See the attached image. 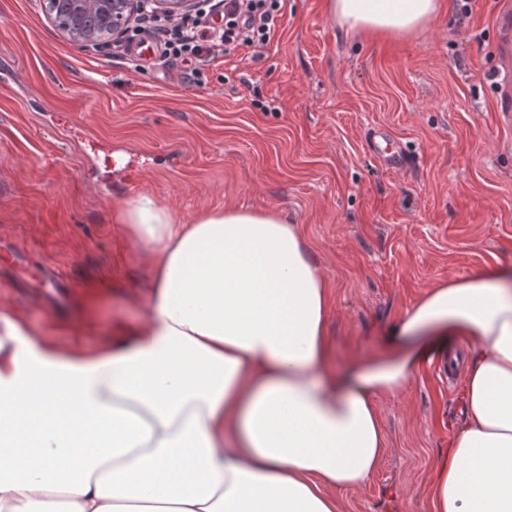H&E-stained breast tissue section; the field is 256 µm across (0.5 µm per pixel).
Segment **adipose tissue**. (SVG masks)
Here are the masks:
<instances>
[{
    "label": "adipose tissue",
    "instance_id": "adipose-tissue-1",
    "mask_svg": "<svg viewBox=\"0 0 512 512\" xmlns=\"http://www.w3.org/2000/svg\"><path fill=\"white\" fill-rule=\"evenodd\" d=\"M348 32L426 30L440 0H328ZM154 257L145 319L61 347L0 305V512H342L387 446L378 401L432 339L465 341V417L431 512H512V269L442 281L381 356L329 367L326 279L279 210L184 224L150 193L118 215Z\"/></svg>",
    "mask_w": 512,
    "mask_h": 512
}]
</instances>
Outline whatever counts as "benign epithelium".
Here are the masks:
<instances>
[{
	"mask_svg": "<svg viewBox=\"0 0 512 512\" xmlns=\"http://www.w3.org/2000/svg\"><path fill=\"white\" fill-rule=\"evenodd\" d=\"M44 15L73 43L98 50L124 37L130 24L151 7L177 19L200 10L202 0H39Z\"/></svg>",
	"mask_w": 512,
	"mask_h": 512,
	"instance_id": "1",
	"label": "benign epithelium"
}]
</instances>
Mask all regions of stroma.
<instances>
[{
  "label": "stroma",
  "instance_id": "stroma-1",
  "mask_svg": "<svg viewBox=\"0 0 512 512\" xmlns=\"http://www.w3.org/2000/svg\"><path fill=\"white\" fill-rule=\"evenodd\" d=\"M499 0H443L424 32L352 34L327 0H284L276 35L192 72L128 42L84 50L38 0H0V302L59 346L139 323L153 257L117 225L156 195L181 222L281 209L329 288L331 364L383 352L429 289L512 266V121L497 107ZM386 131L405 163L372 151ZM388 448L344 512H428L434 460L462 420L438 357L381 398Z\"/></svg>",
  "mask_w": 512,
  "mask_h": 512
}]
</instances>
